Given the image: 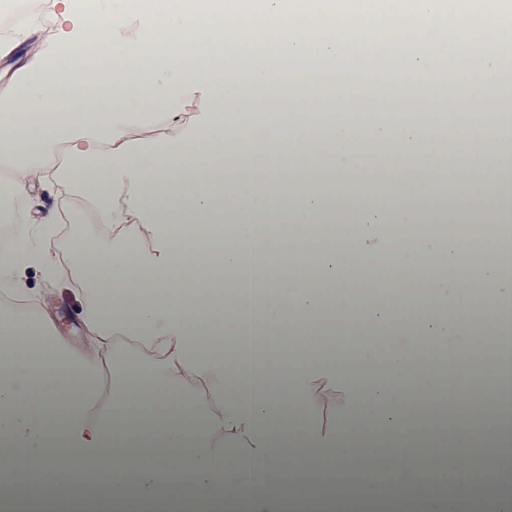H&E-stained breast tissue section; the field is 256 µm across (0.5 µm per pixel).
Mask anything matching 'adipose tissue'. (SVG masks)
Here are the masks:
<instances>
[{
    "instance_id": "obj_1",
    "label": "adipose tissue",
    "mask_w": 512,
    "mask_h": 512,
    "mask_svg": "<svg viewBox=\"0 0 512 512\" xmlns=\"http://www.w3.org/2000/svg\"><path fill=\"white\" fill-rule=\"evenodd\" d=\"M287 29L286 42L252 23L248 0L223 21L199 0H51L33 18L48 42L0 82V167L13 197L56 183L61 205L80 193L108 230L107 244L75 240L87 296L85 348L75 351L35 308L21 283L38 267L48 278L63 265L52 241L50 212L42 243L22 241L0 253V512H472L476 488L499 478V362L469 390L481 431L465 422L442 383L452 373L455 341L444 333L463 306L442 284L456 279L448 253L455 242L411 241L394 224L424 222L408 210L466 187L481 171L482 220L496 225L483 244L484 296L468 320L472 345L501 335L512 315V126L479 141L474 131L500 108L512 68L498 53L482 65L484 84L454 136L464 158L429 139L423 126H393L400 102L433 112L447 75L478 65L477 31L451 33L438 52L414 56L347 54L359 20L334 34L341 0H261ZM468 0H394L383 16L391 30L427 27ZM246 33L254 51L190 56L183 45L212 39L217 25ZM112 50L93 61L91 47ZM365 75L363 97L379 98L370 121L375 140L393 142L389 172L369 209L344 212L352 171L373 159L360 151L337 104L349 97L336 61ZM301 71L284 76L286 60ZM284 98V112H257ZM233 101L226 110L225 101ZM146 104L135 113L131 103ZM163 132H155L156 124ZM273 132L263 178L241 169L256 149L255 127ZM432 178L408 184L414 167ZM306 183L296 223L325 228L307 263L256 283L249 257L254 225L271 204L287 206L284 182ZM233 209H225V199ZM344 219L346 228L333 232ZM234 236L215 240L213 225ZM379 228L364 239V225ZM390 259L386 281L370 275ZM430 285L429 301L409 304L410 278ZM388 295L377 305L354 284ZM380 337L383 348L365 344ZM194 475L193 486L177 481ZM101 477L100 485L88 476ZM433 490L415 495L416 487Z\"/></svg>"
}]
</instances>
